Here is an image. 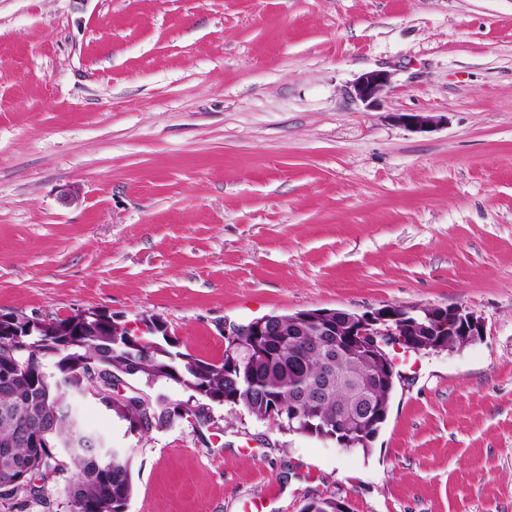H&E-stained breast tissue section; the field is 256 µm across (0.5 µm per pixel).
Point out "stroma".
Segmentation results:
<instances>
[{
    "label": "stroma",
    "mask_w": 512,
    "mask_h": 512,
    "mask_svg": "<svg viewBox=\"0 0 512 512\" xmlns=\"http://www.w3.org/2000/svg\"><path fill=\"white\" fill-rule=\"evenodd\" d=\"M386 304L483 333L393 350L365 452L77 401L132 458L126 512H512V0H0V314L157 315L217 361L225 324ZM391 85L390 76L385 71L374 70L360 75L353 85L354 97L367 106L377 103L381 94ZM398 122L415 131H427L437 126L441 122V118H437L429 113H401L396 116Z\"/></svg>",
    "instance_id": "1"
}]
</instances>
